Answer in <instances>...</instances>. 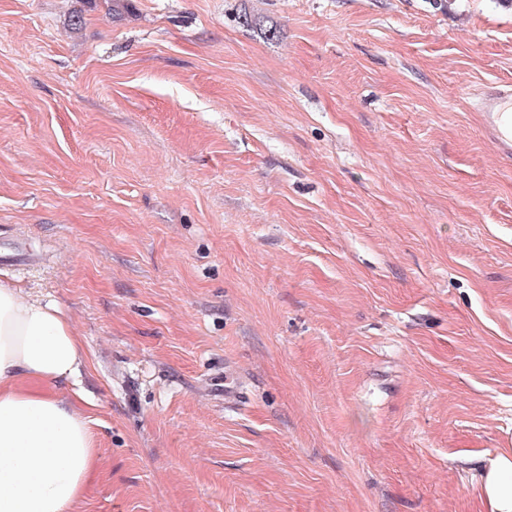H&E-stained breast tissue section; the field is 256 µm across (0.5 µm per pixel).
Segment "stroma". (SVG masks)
<instances>
[{
  "instance_id": "obj_1",
  "label": "stroma",
  "mask_w": 512,
  "mask_h": 512,
  "mask_svg": "<svg viewBox=\"0 0 512 512\" xmlns=\"http://www.w3.org/2000/svg\"><path fill=\"white\" fill-rule=\"evenodd\" d=\"M0 0V281L57 303L76 512H482L512 447L506 0ZM82 28H74V16ZM479 110L485 115L488 134L503 151L512 154V83L488 86L479 100ZM475 486L483 512H512V448L481 457Z\"/></svg>"
}]
</instances>
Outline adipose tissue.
I'll list each match as a JSON object with an SVG mask.
<instances>
[{
  "instance_id": "adipose-tissue-1",
  "label": "adipose tissue",
  "mask_w": 512,
  "mask_h": 512,
  "mask_svg": "<svg viewBox=\"0 0 512 512\" xmlns=\"http://www.w3.org/2000/svg\"><path fill=\"white\" fill-rule=\"evenodd\" d=\"M82 355L53 302L0 282V512H74L96 468L85 418L49 384L74 379ZM483 512H512V448L484 454Z\"/></svg>"
}]
</instances>
